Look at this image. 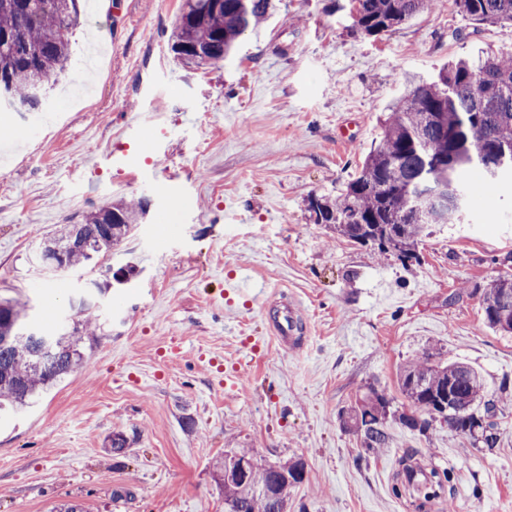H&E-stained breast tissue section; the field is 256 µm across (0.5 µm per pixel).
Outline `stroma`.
I'll return each instance as SVG.
<instances>
[{
    "label": "stroma",
    "instance_id": "1",
    "mask_svg": "<svg viewBox=\"0 0 512 512\" xmlns=\"http://www.w3.org/2000/svg\"><path fill=\"white\" fill-rule=\"evenodd\" d=\"M181 4L77 0L68 76L38 110L0 111V295L29 300L45 328L82 317L96 335L81 366L0 416V512H224L213 463L230 448L303 462L288 512H512V335L481 307L482 286L512 269V183L433 226L417 264L333 240L307 209L309 194L342 193L409 75L512 54V25L440 0L373 38L349 0H278L222 65L188 69L170 50ZM77 85L85 103L57 111ZM133 126L159 156L133 150ZM141 195L145 219L110 256L57 272L36 261L83 212ZM128 264L129 282L92 295ZM245 269L300 306L299 347L267 334L265 297L223 298ZM425 351L480 373L496 446L391 421L387 448L364 456L341 413L371 387L405 410L399 370ZM220 362L241 364L239 389ZM415 466L448 474L445 496L420 502Z\"/></svg>",
    "mask_w": 512,
    "mask_h": 512
}]
</instances>
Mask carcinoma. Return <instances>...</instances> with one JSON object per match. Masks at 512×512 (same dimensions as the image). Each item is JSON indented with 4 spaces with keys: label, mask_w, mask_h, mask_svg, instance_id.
Masks as SVG:
<instances>
[{
    "label": "carcinoma",
    "mask_w": 512,
    "mask_h": 512,
    "mask_svg": "<svg viewBox=\"0 0 512 512\" xmlns=\"http://www.w3.org/2000/svg\"><path fill=\"white\" fill-rule=\"evenodd\" d=\"M356 30L384 35L423 11L435 0H350ZM462 13L478 24H512V0H456ZM273 0H183L171 51L185 66L217 65L231 56L239 39L273 10ZM76 22L75 0H0V99L18 112L38 108L50 79L71 62L69 33ZM512 158V56L488 51L472 62L448 63L430 80H419L397 98L382 125L379 144L363 159L338 198L312 195L308 209L336 239L395 252L404 262H419L418 245L431 224H453L462 217L477 172L491 184L487 168L503 155ZM145 199H119L66 224L43 242L40 260L49 266L56 251L76 234L84 244L65 252L72 269L95 255H109L147 214ZM512 272L484 286L482 309L487 326L512 334ZM28 305L0 299V411L20 412L84 360L81 346L87 325L74 321L50 331L51 355H40L39 340L20 333L28 325ZM399 386L411 411L399 423L422 434L430 420L442 419L454 431L481 430L491 448L497 436L474 412L482 400L478 372L461 362H435L424 354L403 367ZM391 400L374 388L342 417L374 453L388 447L385 421ZM248 482L270 487L251 494L241 483L224 482L225 512H283L290 492L303 479L278 480L261 465Z\"/></svg>",
    "instance_id": "1"
}]
</instances>
